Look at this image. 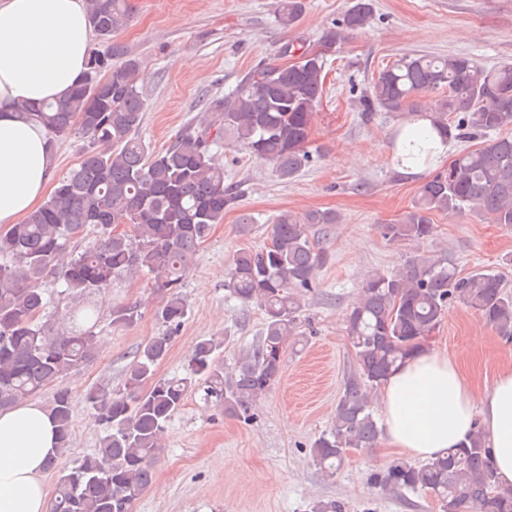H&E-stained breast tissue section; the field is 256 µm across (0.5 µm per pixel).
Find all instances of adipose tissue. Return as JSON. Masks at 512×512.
<instances>
[{
  "mask_svg": "<svg viewBox=\"0 0 512 512\" xmlns=\"http://www.w3.org/2000/svg\"><path fill=\"white\" fill-rule=\"evenodd\" d=\"M86 0H0V224L37 208L54 175L44 130L19 118V102L65 98L86 68ZM387 447L427 459L481 426L501 487L512 488V368L475 394L456 357L434 346L407 361L378 396ZM56 427L40 403L0 410V512H51L47 459Z\"/></svg>",
  "mask_w": 512,
  "mask_h": 512,
  "instance_id": "ef3b65f1",
  "label": "adipose tissue"
}]
</instances>
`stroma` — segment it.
<instances>
[{
    "instance_id": "1",
    "label": "stroma",
    "mask_w": 512,
    "mask_h": 512,
    "mask_svg": "<svg viewBox=\"0 0 512 512\" xmlns=\"http://www.w3.org/2000/svg\"><path fill=\"white\" fill-rule=\"evenodd\" d=\"M355 2L303 0L299 22L288 29L276 18L275 0H130L131 21L116 40L146 68L141 137L154 150L165 149L206 102L229 93L254 67L287 63L286 44L321 50L325 31ZM371 7L369 24L327 57L308 140L313 163L285 181L267 162L225 139L218 158L224 183L237 191L239 202L200 247L183 288L188 315L156 374L182 376L203 338L223 340L228 371L255 343L263 313L242 311L224 280L232 254L268 244L269 226L284 210L298 216L330 210L339 217L311 233L328 256L317 288L304 297L312 333L304 347L286 349L281 377L252 422L190 395L168 425L153 482L132 512H308L317 500L336 501L342 512H435L427 494L371 484V473L399 457L384 443L350 452L332 477L316 465L311 447L331 429L338 398L355 370L346 326L363 279L375 271L402 270L411 256L425 253L451 259L463 275L479 268L497 271L512 290V226L467 212H436L430 238H384L381 225L409 211L444 162L417 174L402 171L390 144L397 118L380 110L363 115L359 99L382 69L405 54L465 55L486 67L512 63V0H371ZM244 213L254 220L246 238L237 231ZM105 295L110 303L97 308L94 327L99 353L63 381L77 413L71 446L59 459L63 467L92 453L106 434L87 391L118 388L138 347L162 331L147 276L122 277ZM128 305L138 306V322L113 326V309ZM477 334L483 341L475 346L471 338ZM432 342L458 359L479 392L500 369L512 367V339L457 303L449 306Z\"/></svg>"
}]
</instances>
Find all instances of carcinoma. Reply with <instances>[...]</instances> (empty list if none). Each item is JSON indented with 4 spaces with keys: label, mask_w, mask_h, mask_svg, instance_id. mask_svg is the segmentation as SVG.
I'll return each instance as SVG.
<instances>
[{
    "label": "carcinoma",
    "mask_w": 512,
    "mask_h": 512,
    "mask_svg": "<svg viewBox=\"0 0 512 512\" xmlns=\"http://www.w3.org/2000/svg\"><path fill=\"white\" fill-rule=\"evenodd\" d=\"M86 3L92 32L106 50L90 51L87 70L67 97L17 106L44 127L51 146L77 134L87 145L81 162L56 181L44 203L0 231V409L55 388L50 411L63 454L71 443V399L63 380L96 356L95 311H77L73 329L56 333L42 284L53 280L68 292L92 295L121 276L149 275L163 332L137 349L122 388L87 392L107 434L94 452L58 471L52 502V512H131L153 479L161 438L187 396L200 392L224 413L250 422L281 375L284 350L303 339L296 290L313 288L327 261L310 228L337 223L329 210L300 219L282 212L270 225L269 244L242 247L232 256L225 290L264 314L259 339L237 359L233 378H224L221 344L212 339L198 343L183 376H155L188 313L184 278L211 226L238 201L224 185L217 158L224 135L268 162L281 179H293L311 162L306 143L327 59L304 51L290 64L251 70L229 94L207 103L196 125L153 152L139 134L146 99L137 60L112 41L130 21L128 0ZM303 8V0H277L282 26L293 27ZM370 18L371 4L359 0L323 34V46L336 48ZM361 107L400 118L391 139L400 165H427L437 140H481L425 182L409 211L381 225L385 238L430 237L435 211L466 210L512 225V136L500 135L512 126L511 64L484 68L462 55H404L379 73ZM120 224L131 231L118 230ZM88 227L96 231L92 244L66 257L71 241ZM453 302L512 336V293L493 271L461 277L450 260L421 254L398 276L374 272L364 278L347 315L355 375L336 405L333 427L312 446L327 475L336 474L350 452L375 447L381 430L371 393L429 342ZM140 318L136 306L119 307L112 325L131 327ZM375 484L383 491L429 493L438 512H512V489L498 484L479 429L460 447L423 463L392 462Z\"/></svg>",
    "instance_id": "1"
}]
</instances>
